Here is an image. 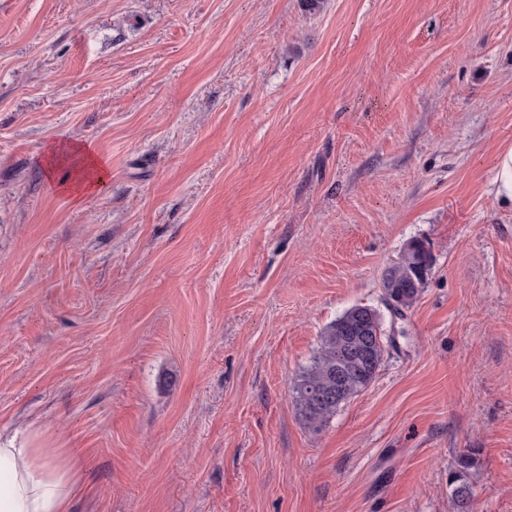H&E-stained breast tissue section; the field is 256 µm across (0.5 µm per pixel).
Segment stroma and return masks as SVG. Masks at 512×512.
Instances as JSON below:
<instances>
[{"mask_svg": "<svg viewBox=\"0 0 512 512\" xmlns=\"http://www.w3.org/2000/svg\"><path fill=\"white\" fill-rule=\"evenodd\" d=\"M93 145L74 204L40 161ZM512 0H0V431L91 462L73 512H512ZM414 239L373 383L291 386ZM43 162L47 179L54 188L76 203L102 192L112 177L107 161L92 146L69 139L49 144L43 153ZM63 164H68L71 171L65 179L57 180V170ZM495 169V196L500 202L512 205V147L499 154ZM424 246L419 240L410 241L397 261L384 270L381 284L388 308L406 312L416 304L432 266L431 253ZM478 448L460 451L448 467V491L453 512H472L474 500L473 471L480 466Z\"/></svg>", "mask_w": 512, "mask_h": 512, "instance_id": "obj_1", "label": "stroma"}]
</instances>
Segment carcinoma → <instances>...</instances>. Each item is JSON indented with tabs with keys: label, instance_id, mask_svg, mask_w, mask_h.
Wrapping results in <instances>:
<instances>
[{
	"label": "carcinoma",
	"instance_id": "obj_1",
	"mask_svg": "<svg viewBox=\"0 0 512 512\" xmlns=\"http://www.w3.org/2000/svg\"><path fill=\"white\" fill-rule=\"evenodd\" d=\"M431 266V253L424 244L409 242L382 275L383 301L388 308L410 310ZM383 338L382 314L367 304L350 307L324 329L317 353L292 385L297 410L309 429L322 430L342 404L373 382L385 354ZM480 460V449L465 448L448 467L453 512H473L472 475Z\"/></svg>",
	"mask_w": 512,
	"mask_h": 512
}]
</instances>
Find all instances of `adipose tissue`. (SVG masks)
I'll return each instance as SVG.
<instances>
[{
	"instance_id": "adipose-tissue-1",
	"label": "adipose tissue",
	"mask_w": 512,
	"mask_h": 512,
	"mask_svg": "<svg viewBox=\"0 0 512 512\" xmlns=\"http://www.w3.org/2000/svg\"><path fill=\"white\" fill-rule=\"evenodd\" d=\"M44 171L55 189L74 202L102 192L112 173L107 161L87 144L60 139L43 153ZM66 178H57L61 165ZM86 461L26 426L0 433V512H71L84 492Z\"/></svg>"
}]
</instances>
